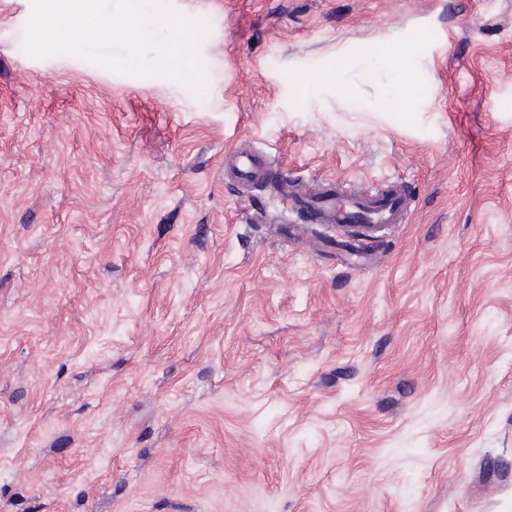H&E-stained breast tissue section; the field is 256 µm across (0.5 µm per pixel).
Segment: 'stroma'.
Here are the masks:
<instances>
[{
    "label": "stroma",
    "mask_w": 512,
    "mask_h": 512,
    "mask_svg": "<svg viewBox=\"0 0 512 512\" xmlns=\"http://www.w3.org/2000/svg\"><path fill=\"white\" fill-rule=\"evenodd\" d=\"M0 0V512H512V0H171L207 91ZM404 184L365 239L239 182ZM235 168L240 182L248 183L262 179L269 173H275L269 166L267 158L260 153H236Z\"/></svg>",
    "instance_id": "obj_1"
}]
</instances>
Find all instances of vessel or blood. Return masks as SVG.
Masks as SVG:
<instances>
[{
	"mask_svg": "<svg viewBox=\"0 0 512 512\" xmlns=\"http://www.w3.org/2000/svg\"><path fill=\"white\" fill-rule=\"evenodd\" d=\"M240 182L264 178L271 168L260 153H239L235 156ZM412 196L402 185L366 187L339 195L293 192L284 197L285 208L306 209L317 224H401L411 207Z\"/></svg>",
	"mask_w": 512,
	"mask_h": 512,
	"instance_id": "vessel-or-blood-1",
	"label": "vessel or blood"
}]
</instances>
